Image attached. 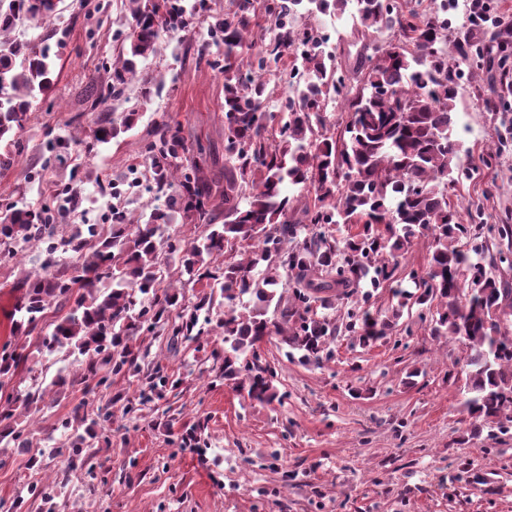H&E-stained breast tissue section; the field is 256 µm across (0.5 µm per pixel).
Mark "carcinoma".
<instances>
[{"instance_id":"cac0c4a2","label":"carcinoma","mask_w":512,"mask_h":512,"mask_svg":"<svg viewBox=\"0 0 512 512\" xmlns=\"http://www.w3.org/2000/svg\"><path fill=\"white\" fill-rule=\"evenodd\" d=\"M235 9L210 26L215 52L207 64L224 73V180L207 178L203 160L188 164L181 123L156 124L144 148L145 173L158 198L145 221L112 208L109 227L80 224L71 233L57 229L45 209L8 203L0 209V263H18L17 254L43 250L40 268L25 274L26 299L14 331L29 334L46 310H67L40 348L53 353L74 348L85 356L82 371L52 384L82 387L85 398L64 418L91 432L107 428L110 406L96 404L114 376L145 374L138 399L147 401L157 383L176 388L181 380L157 365L143 372L144 353L134 343L142 330L168 328L172 342L199 345L204 322L224 331V349L210 351L222 362L224 378L251 400L279 399L276 368L263 361L260 343L277 338L289 358L321 368L333 359L331 343L340 331L370 346L389 335L405 308L436 307L420 316L432 336L465 340L468 382L463 407L484 421L512 423V337L499 333L503 312L512 314V288L490 267L512 269V256L485 249L465 252L461 237L478 239L496 230L512 235V225L484 222L480 206L466 209L468 222L448 202L455 177L468 178L453 126L463 67L486 61L500 77L509 74L512 28L488 41L453 36L445 22L448 0H430L405 10L397 0H230ZM60 0H0V170L12 164L14 136L23 127L33 99L53 85L56 63L41 40L14 35L22 25L40 27L58 12ZM353 5L352 33H389L374 40L358 76L344 70L337 53L327 54L325 35L298 23V17ZM207 10L206 0H130L127 26L114 31L121 41L112 62V85L100 91L90 83L95 104L119 99L137 76L142 60L158 53L162 33L185 29L189 18ZM288 73L278 126L262 121L267 87ZM347 114L340 135L331 133L326 112ZM135 114L104 117L93 132L107 144L133 126ZM224 223H213L215 197ZM185 224H201L203 234L190 243L163 240L171 212ZM354 228L345 240L333 227ZM430 233L425 272L410 274L415 291L396 281L399 257ZM179 254L181 284L171 279L163 253ZM231 254L224 266L214 260ZM240 258L233 257V254ZM70 254L67 265L60 255ZM291 294L278 291L282 279ZM480 282L470 295L467 286ZM202 286L192 309L181 289ZM393 283L397 305L391 316L364 309L339 326L317 309L348 299L359 288ZM273 316H268V312ZM25 346L0 351V385L27 361ZM37 401L27 391L0 403V442L28 448L25 428L16 426L18 410ZM54 455L80 459L83 437H66Z\"/></svg>"}]
</instances>
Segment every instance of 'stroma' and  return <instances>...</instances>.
Returning a JSON list of instances; mask_svg holds the SVG:
<instances>
[{
	"instance_id": "obj_1",
	"label": "stroma",
	"mask_w": 512,
	"mask_h": 512,
	"mask_svg": "<svg viewBox=\"0 0 512 512\" xmlns=\"http://www.w3.org/2000/svg\"><path fill=\"white\" fill-rule=\"evenodd\" d=\"M129 17L128 0H61L49 26L48 45L58 55L52 89L33 100L8 170H0V200L40 208L57 204V189L71 171L91 173L80 185L81 203L70 221L106 223L114 204L148 211L153 194L138 190L114 201L106 185L134 180L144 165V147L155 125L174 118L190 156L206 152L207 176L224 170V76L184 53L183 38L199 41L203 26L163 37L160 55L139 63L145 78L164 75L160 93L143 98L133 83L117 108L136 113L134 126L93 153L48 161L49 140L93 133L101 109L91 108V82L112 81L105 62L119 48L112 33ZM315 26L337 43L344 67L355 69L363 38L352 33L349 14L318 15ZM483 80L463 78L453 131L475 168L448 188L456 207L481 200L491 224H512V93L488 111ZM495 148L491 165L481 157ZM39 252L28 249L21 265L0 266V346L13 339V319L25 287L21 269L35 270ZM56 311L30 335V356L11 379L27 389L42 378L78 372L83 356L38 349ZM147 362H158L181 379L163 388L131 414L136 378L115 377L110 437H90L85 451L94 472L67 457L45 453L60 447L55 430L81 401L79 388L47 391L21 423L33 444L22 450L0 443V512H512V430L476 422L462 408L466 392V342L430 335L417 312L403 313L393 339L363 347L347 334L332 343L333 360L317 368L286 358L276 340L262 350L279 370L283 403L244 399L218 380V365L192 343H172L163 333L140 336ZM195 431L199 445L182 439ZM52 487L50 498L33 499L25 485Z\"/></svg>"
}]
</instances>
